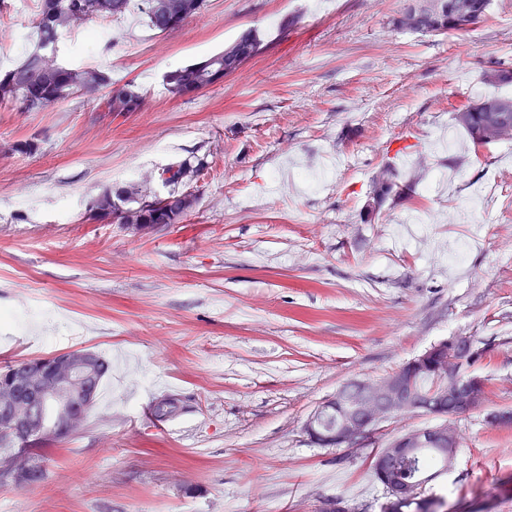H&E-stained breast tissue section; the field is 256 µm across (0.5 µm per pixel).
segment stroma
I'll list each match as a JSON object with an SVG mask.
<instances>
[{"mask_svg":"<svg viewBox=\"0 0 512 512\" xmlns=\"http://www.w3.org/2000/svg\"><path fill=\"white\" fill-rule=\"evenodd\" d=\"M406 0H204L158 34L139 7L60 34L66 67L135 81L141 111L83 96L0 105V365L88 346L112 364L84 425L55 443L39 484H0V512H382L371 458L434 425H379L364 447L304 426L353 381L469 337L485 404L455 419L463 450L426 486L440 512H512V138L473 151L451 103L512 85V0L456 35L394 28ZM36 0H0V71L32 46ZM247 28L264 47L184 98L166 72ZM31 151H19L22 143ZM408 144L399 157V144ZM202 160L178 224L135 232L90 219L103 189L162 197L167 165ZM393 163L408 197L366 204ZM486 202L473 206L472 196ZM466 244L464 264L448 252ZM157 398L167 431L140 423Z\"/></svg>","mask_w":512,"mask_h":512,"instance_id":"35a3bbf8","label":"stroma"}]
</instances>
